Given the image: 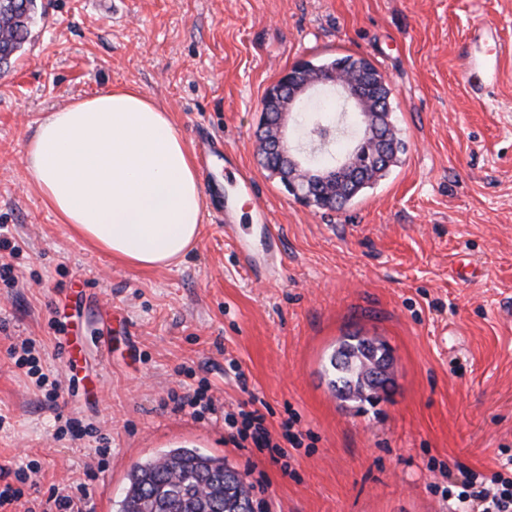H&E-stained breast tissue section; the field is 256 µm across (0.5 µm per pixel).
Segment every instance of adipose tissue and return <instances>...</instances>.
I'll return each instance as SVG.
<instances>
[{"instance_id":"ef3b65f1","label":"adipose tissue","mask_w":512,"mask_h":512,"mask_svg":"<svg viewBox=\"0 0 512 512\" xmlns=\"http://www.w3.org/2000/svg\"><path fill=\"white\" fill-rule=\"evenodd\" d=\"M22 154L61 223L113 260L159 269L195 248L205 201L193 155L170 113L139 89L50 112Z\"/></svg>"}]
</instances>
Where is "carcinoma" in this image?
<instances>
[{
    "instance_id": "cac0c4a2",
    "label": "carcinoma",
    "mask_w": 512,
    "mask_h": 512,
    "mask_svg": "<svg viewBox=\"0 0 512 512\" xmlns=\"http://www.w3.org/2000/svg\"><path fill=\"white\" fill-rule=\"evenodd\" d=\"M37 16V0H0V66L7 65L27 42ZM346 113L332 102L309 107L308 140L319 142L308 155L319 166L336 162L343 149L335 113ZM385 344L353 335L328 360L329 387L341 399L372 402L385 389L371 378L389 363ZM118 512H254L250 487L235 469L195 448H176L135 465Z\"/></svg>"
}]
</instances>
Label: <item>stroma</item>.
Returning a JSON list of instances; mask_svg holds the SVG:
<instances>
[{
  "label": "stroma",
  "mask_w": 512,
  "mask_h": 512,
  "mask_svg": "<svg viewBox=\"0 0 512 512\" xmlns=\"http://www.w3.org/2000/svg\"><path fill=\"white\" fill-rule=\"evenodd\" d=\"M42 2L0 70V224L20 247L16 284L0 282V487L35 468L11 512H52L51 491L76 485L86 512H116L131 468L174 448L262 482L271 512H457L461 469L512 476V0ZM347 54L384 74L406 151L323 211L262 168L256 131L289 67ZM119 87L209 154L201 238L176 267L90 247L22 161L46 112ZM74 330L72 371L61 343ZM353 334L393 356L372 405L328 386ZM25 339L61 384L56 405L9 356ZM195 391L216 414L175 410L171 393ZM248 402L278 452L231 441L224 416ZM69 419L97 436L73 438Z\"/></svg>",
  "instance_id": "obj_1"
}]
</instances>
